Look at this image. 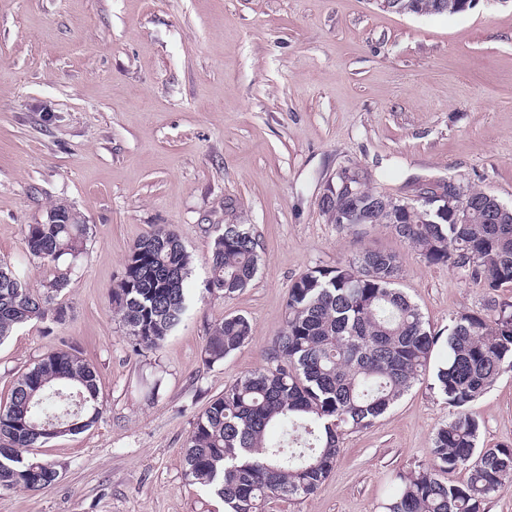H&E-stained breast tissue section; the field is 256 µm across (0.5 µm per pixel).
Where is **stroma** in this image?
I'll use <instances>...</instances> for the list:
<instances>
[{
    "label": "stroma",
    "mask_w": 512,
    "mask_h": 512,
    "mask_svg": "<svg viewBox=\"0 0 512 512\" xmlns=\"http://www.w3.org/2000/svg\"><path fill=\"white\" fill-rule=\"evenodd\" d=\"M344 171L397 198L450 181L512 206V0L451 16L375 0H0V261L40 287L52 272L29 255L26 225L62 203L87 226L54 301L63 319L0 343V404L18 373L67 346L95 367L103 401L90 430L35 450L57 482L0 489V512H224L184 475L192 423L265 365L288 290L313 268L395 253L398 288L442 335L459 313L512 304V286L490 293L467 269L428 264L385 225L331 224L321 200ZM228 224L260 240L258 273L231 298L206 289ZM159 226L192 259L186 309L160 349L137 352L112 288ZM233 315L251 322L249 341L206 362L212 326ZM468 411L481 445L512 444V372ZM454 413L417 382L344 434L313 495L262 512H383Z\"/></svg>",
    "instance_id": "1"
}]
</instances>
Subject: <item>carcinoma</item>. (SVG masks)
<instances>
[{"instance_id": "obj_1", "label": "carcinoma", "mask_w": 512, "mask_h": 512, "mask_svg": "<svg viewBox=\"0 0 512 512\" xmlns=\"http://www.w3.org/2000/svg\"><path fill=\"white\" fill-rule=\"evenodd\" d=\"M443 0H400L403 11L446 15ZM355 197L322 198L334 224H388L432 265L466 267L489 291L512 285V210L470 190V221L440 213L423 200L398 212L381 206L384 193L349 174ZM87 228L65 204L26 226L29 253L54 269L33 289L0 263V341L21 324L43 320L85 250ZM258 240L249 224H226L214 241L208 291L231 297L258 271ZM191 257L179 236L158 227L142 236L112 288L133 349L157 350L181 321ZM399 258L366 249L351 261L316 267L288 291V316L266 365L224 388L194 419L183 458L185 474L213 491L224 512H259L271 498H306L329 477L342 453V436L366 428L420 378L455 416L431 439L430 460L398 476L386 512H481L492 495L512 488V445L483 448L480 424L467 407L499 376L512 371V305L492 319L457 315L440 338L419 306L396 288ZM252 325L241 315L217 323L206 344L209 363L243 346ZM97 371L64 349L44 355L14 380L0 408V488L37 491L58 479L55 463L23 456L51 439L77 435L101 418ZM466 471L461 483L448 473Z\"/></svg>"}]
</instances>
